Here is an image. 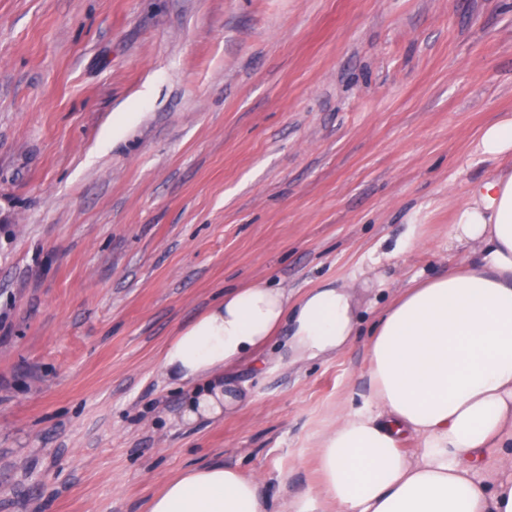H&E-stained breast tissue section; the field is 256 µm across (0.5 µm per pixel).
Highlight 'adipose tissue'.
I'll return each instance as SVG.
<instances>
[{"instance_id":"adipose-tissue-1","label":"adipose tissue","mask_w":512,"mask_h":512,"mask_svg":"<svg viewBox=\"0 0 512 512\" xmlns=\"http://www.w3.org/2000/svg\"><path fill=\"white\" fill-rule=\"evenodd\" d=\"M449 247L469 258L412 280L378 315L367 345L369 397L316 438L318 483L288 512H512V166L474 183ZM347 285L293 297L257 284L228 291L161 353L168 379L193 385L189 423L246 403L224 372L336 353L355 332ZM415 439L413 453L403 450ZM147 512H267L264 481L210 463L185 469Z\"/></svg>"}]
</instances>
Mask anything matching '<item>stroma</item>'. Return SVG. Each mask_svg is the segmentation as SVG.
Returning <instances> with one entry per match:
<instances>
[{
    "label": "stroma",
    "instance_id": "1",
    "mask_svg": "<svg viewBox=\"0 0 512 512\" xmlns=\"http://www.w3.org/2000/svg\"><path fill=\"white\" fill-rule=\"evenodd\" d=\"M505 114L512 0H0V512H146L212 462L304 496L374 316L464 261ZM326 279L344 350L240 364L250 403L182 420L169 337L226 290Z\"/></svg>",
    "mask_w": 512,
    "mask_h": 512
}]
</instances>
